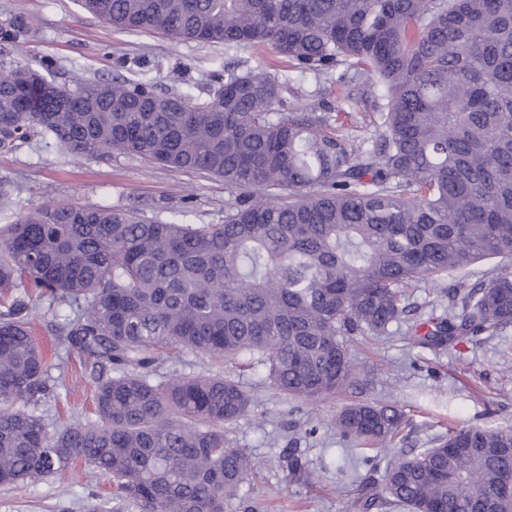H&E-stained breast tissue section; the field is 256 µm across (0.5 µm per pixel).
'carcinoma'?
I'll return each instance as SVG.
<instances>
[{"label": "carcinoma", "instance_id": "1", "mask_svg": "<svg viewBox=\"0 0 512 512\" xmlns=\"http://www.w3.org/2000/svg\"><path fill=\"white\" fill-rule=\"evenodd\" d=\"M119 30L226 49L271 45L299 74L352 67L379 94L377 142L342 134L311 101L284 113L289 77L212 74L204 98L116 77L43 91L53 63L0 64V148L37 132L76 158L130 154L224 180L222 224L48 203L0 229V484L75 464L112 477L137 512H224L257 467L224 426L252 397L221 374L157 380L167 350L247 357L308 403L359 383L346 337L389 336L417 283L512 258V0H76ZM23 15L0 49L25 44ZM86 357L96 419L48 430L55 392L29 312ZM512 327V267L452 289L415 344L456 346ZM404 414L354 401L346 441L387 448ZM512 474V426H462L361 485L362 512H512L488 494Z\"/></svg>", "mask_w": 512, "mask_h": 512}]
</instances>
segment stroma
I'll list each match as a JSON object with an SVG mask.
<instances>
[{"mask_svg": "<svg viewBox=\"0 0 512 512\" xmlns=\"http://www.w3.org/2000/svg\"><path fill=\"white\" fill-rule=\"evenodd\" d=\"M16 15L33 17L36 25L27 43L5 52V60L50 59L60 83L145 75L161 90L202 96L213 71L269 66L290 78L283 94L285 111L314 99L352 139L369 138L374 131L373 92L363 79L340 82L332 74L291 72L268 46L230 51L220 44L176 43L159 34L120 31L84 13L76 0H0V22ZM1 181L10 187L8 195H0L1 227L18 213L48 202L120 206L164 220L220 224L230 197L222 180L206 174L170 171L119 152L104 160H78L37 135L12 150H0ZM496 266L492 259L449 274L441 284L420 283L409 291L411 311L391 337L350 339L352 354L372 379L367 398L395 403L406 420L392 447L372 450L378 469L412 450L433 447L457 425L512 424V369L504 364L512 357V333L477 336L437 350L411 342L418 317L447 309L448 288L486 280ZM68 312L65 306L44 309L33 320L39 340L50 351L52 377L69 390L39 407L53 428L75 416H94L87 371L75 353L54 346L57 318ZM219 368L239 378L254 396L250 413L234 425L231 435L259 463L240 495L225 501L224 512H244L248 503L255 512H359L360 484L368 477L363 452L331 426L348 395L305 403L271 390L262 367L223 362ZM293 455L315 472L312 483L288 473L286 459ZM115 491L112 479L80 466L62 479L0 486V512H98L105 502L114 512H135L116 499Z\"/></svg>", "mask_w": 512, "mask_h": 512, "instance_id": "35a3bbf8", "label": "stroma"}]
</instances>
